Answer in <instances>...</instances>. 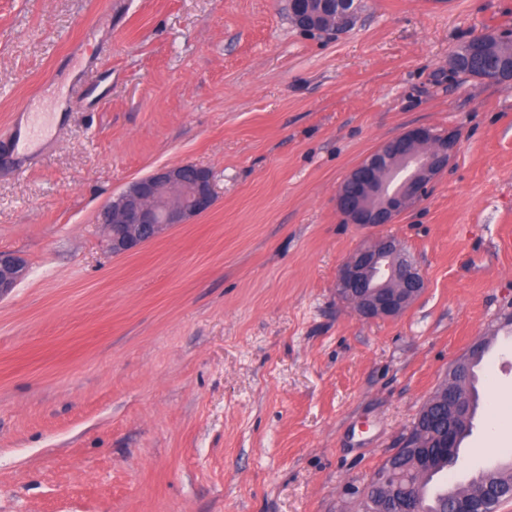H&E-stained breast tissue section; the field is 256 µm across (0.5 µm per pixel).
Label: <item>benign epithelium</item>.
<instances>
[{
  "instance_id": "benign-epithelium-1",
  "label": "benign epithelium",
  "mask_w": 512,
  "mask_h": 512,
  "mask_svg": "<svg viewBox=\"0 0 512 512\" xmlns=\"http://www.w3.org/2000/svg\"><path fill=\"white\" fill-rule=\"evenodd\" d=\"M357 0H294L291 18L299 27L315 25L333 35L347 31L356 19ZM498 38L484 35L467 47L468 61L474 63V77L512 86L508 71L491 73L475 62L496 51ZM458 131L436 132L413 127L385 143L353 168L345 181L359 186V195L348 201L336 192V208L349 224H392L396 217L427 194L428 186L448 166L456 151ZM186 164L167 165L138 178L113 198L103 212L109 248L114 254L131 253L155 241L166 230L207 211L214 202L211 174L198 168L194 177ZM26 273L17 256L0 252V298L9 295ZM425 287L423 275L405 254L398 240L384 237L359 246L343 265L336 282L339 296L351 303L363 319L401 315ZM394 454L387 466L374 474L363 493V512H375L370 489L380 488L392 497L407 496L395 482ZM508 492L496 488L476 500L458 498L452 512H493L489 505Z\"/></svg>"
}]
</instances>
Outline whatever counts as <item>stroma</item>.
<instances>
[{
	"label": "stroma",
	"mask_w": 512,
	"mask_h": 512,
	"mask_svg": "<svg viewBox=\"0 0 512 512\" xmlns=\"http://www.w3.org/2000/svg\"><path fill=\"white\" fill-rule=\"evenodd\" d=\"M512 0H360L300 30L286 0H0V512H360L454 363L493 340L454 480L512 453V87L449 75ZM81 53H74V45ZM53 112L41 153L7 141ZM459 142L391 224L336 191L416 127ZM214 203L115 255L102 209L172 164ZM396 237L425 288L365 320L350 253ZM26 273L24 262L17 256L0 252V298L9 295Z\"/></svg>",
	"instance_id": "35a3bbf8"
}]
</instances>
